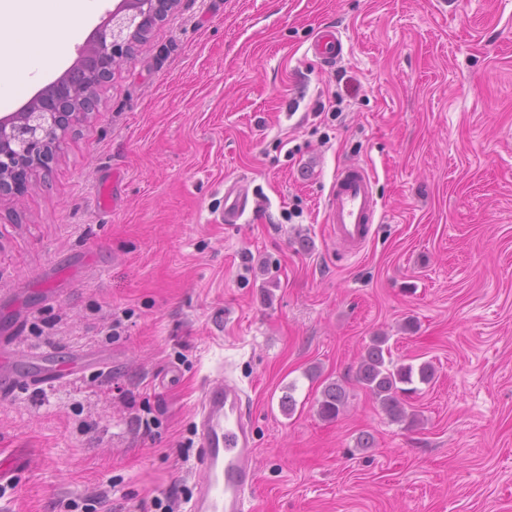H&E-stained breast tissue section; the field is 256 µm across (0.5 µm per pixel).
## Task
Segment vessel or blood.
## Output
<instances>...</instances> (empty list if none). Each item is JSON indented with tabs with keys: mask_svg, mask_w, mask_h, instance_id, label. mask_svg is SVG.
<instances>
[{
	"mask_svg": "<svg viewBox=\"0 0 512 512\" xmlns=\"http://www.w3.org/2000/svg\"><path fill=\"white\" fill-rule=\"evenodd\" d=\"M324 62L343 53L337 32L320 31L310 45ZM374 174L359 163L337 168L327 199V221L337 243L357 254L372 235L377 213ZM245 391L229 379L205 387L196 414L201 454L195 470L196 490L188 512H253L255 442Z\"/></svg>",
	"mask_w": 512,
	"mask_h": 512,
	"instance_id": "b4317fda",
	"label": "vessel or blood"
}]
</instances>
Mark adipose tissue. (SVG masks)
<instances>
[{"mask_svg":"<svg viewBox=\"0 0 512 512\" xmlns=\"http://www.w3.org/2000/svg\"><path fill=\"white\" fill-rule=\"evenodd\" d=\"M97 0H0V17L14 24L0 27V39L13 50L0 53V97L34 81L43 68L79 36Z\"/></svg>","mask_w":512,"mask_h":512,"instance_id":"1","label":"adipose tissue"}]
</instances>
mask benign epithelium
<instances>
[{"instance_id":"benign-epithelium-1","label":"benign epithelium","mask_w":512,"mask_h":512,"mask_svg":"<svg viewBox=\"0 0 512 512\" xmlns=\"http://www.w3.org/2000/svg\"><path fill=\"white\" fill-rule=\"evenodd\" d=\"M178 0H120L93 38L77 49L76 63L16 112L0 117V199H18L37 173L46 171L49 151L69 128L88 115L96 90L112 77L135 46Z\"/></svg>"}]
</instances>
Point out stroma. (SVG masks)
<instances>
[{
    "label": "stroma",
    "instance_id": "1",
    "mask_svg": "<svg viewBox=\"0 0 512 512\" xmlns=\"http://www.w3.org/2000/svg\"><path fill=\"white\" fill-rule=\"evenodd\" d=\"M346 162L378 198L355 257L327 223ZM378 333L436 369L415 424L355 381ZM87 353L107 369L30 385ZM221 376L256 512H512V0H180L0 202V512H186ZM309 50L325 63H332L342 55L343 42L337 32L326 29L317 34ZM346 402L344 388L336 382L329 383L322 391L319 413L323 419L334 420L341 414Z\"/></svg>",
    "mask_w": 512,
    "mask_h": 512
}]
</instances>
